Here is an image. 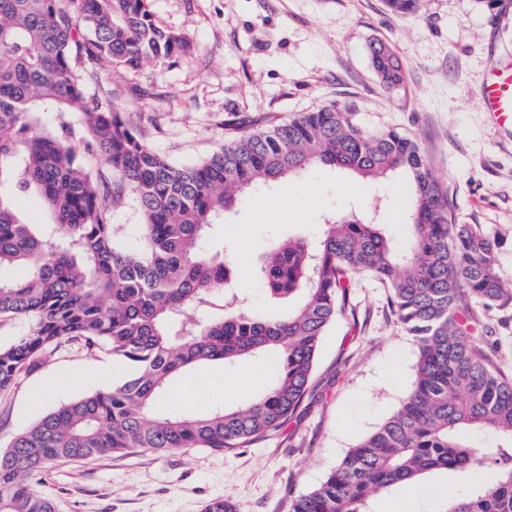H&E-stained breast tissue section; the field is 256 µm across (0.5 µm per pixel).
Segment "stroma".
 Returning <instances> with one entry per match:
<instances>
[{
  "label": "stroma",
  "mask_w": 512,
  "mask_h": 512,
  "mask_svg": "<svg viewBox=\"0 0 512 512\" xmlns=\"http://www.w3.org/2000/svg\"><path fill=\"white\" fill-rule=\"evenodd\" d=\"M154 22L185 34L188 54L147 60L137 69L99 68L89 95L137 123L148 143L177 164L223 143L231 127L288 119L334 102L365 130L393 129L415 140L445 190L453 223L500 235L497 265L512 279V128L497 126L479 105L494 58L512 56V0H423L397 15L385 0H147ZM380 39L402 61L403 85L383 86L368 47ZM352 175L309 170L248 195L226 214L208 247L231 251L233 288L258 311L284 313L258 279L272 240L316 238L326 214H355L386 227L397 246L409 237L401 178L345 192ZM360 322L337 319L322 339L309 393L283 430L246 448L169 452L132 449L65 460L45 472L36 491L56 512H202L213 499L236 512H288L292 497L318 485L345 453L394 411L412 378L417 347L392 315L385 288L363 278L355 293ZM482 348L512 377V318L475 308ZM110 351L61 347L0 391V448L57 405L105 391ZM272 360L197 370L192 391L174 380L163 403L206 412L241 406L265 388ZM260 373L247 388L236 380Z\"/></svg>",
  "instance_id": "obj_1"
}]
</instances>
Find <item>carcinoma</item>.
Returning <instances> with one entry per match:
<instances>
[{
    "mask_svg": "<svg viewBox=\"0 0 512 512\" xmlns=\"http://www.w3.org/2000/svg\"><path fill=\"white\" fill-rule=\"evenodd\" d=\"M189 48L152 20L146 0H0V186L38 192L53 216L31 224L0 194V316L27 321L21 336L0 344V391L72 341L134 368L112 389L75 397L13 435L0 449V512H55L33 482L62 459L243 448L281 430L308 394L327 329L340 317L357 322L353 288L364 276L386 288L396 322L414 337V374L398 408L288 512H369L373 496L439 471L475 487L444 496L434 512H512V380L479 345L468 303L512 309L499 237L452 223L415 141L368 132L334 104L240 127L207 157L176 165L87 92L105 63L131 70ZM369 56L385 86L403 84L388 44L371 42ZM46 112L60 115L53 131L43 127ZM76 125L85 155L111 169L112 183L100 186L70 145ZM313 168L364 180L401 175L412 197L409 242L400 251L380 225L334 215L314 241H273L261 266L265 290L295 304L275 317L254 313L229 287L224 254L206 250L210 233L254 189ZM126 198L141 216L136 248L122 245L112 224ZM17 267L25 279L10 276ZM260 356L275 361V373L240 407L159 406L189 370ZM471 433L498 444L487 451Z\"/></svg>",
    "mask_w": 512,
    "mask_h": 512,
    "instance_id": "cac0c4a2",
    "label": "carcinoma"
}]
</instances>
